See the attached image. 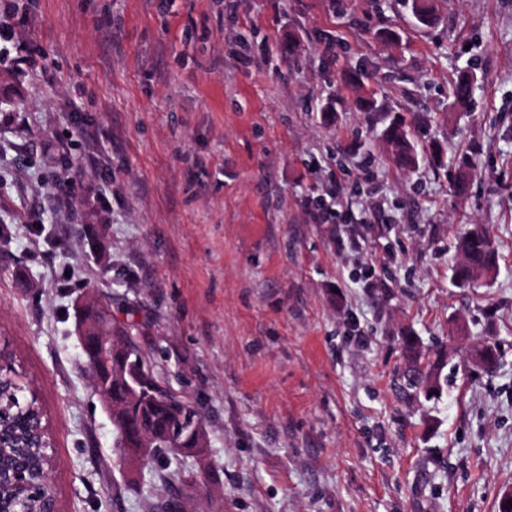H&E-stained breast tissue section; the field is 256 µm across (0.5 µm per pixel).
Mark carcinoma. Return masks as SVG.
I'll list each match as a JSON object with an SVG mask.
<instances>
[{
  "label": "carcinoma",
  "mask_w": 512,
  "mask_h": 512,
  "mask_svg": "<svg viewBox=\"0 0 512 512\" xmlns=\"http://www.w3.org/2000/svg\"><path fill=\"white\" fill-rule=\"evenodd\" d=\"M410 9L418 29L431 26L438 18L434 0H411ZM474 89L470 80L455 86L456 103L469 106ZM390 145L395 164L410 169L418 162V153L408 132L397 121H391L382 132ZM462 260L453 270V279L467 286L475 276L491 272L497 262V252L487 231L475 225L458 238ZM103 325L112 332L114 345L120 347L122 363H113L112 372L133 366L137 374L136 390L116 380L112 381V425L116 434L115 447L125 448L128 438L139 433L146 435L144 458L158 465L161 477L180 482L187 481L184 459L170 452L175 444L188 449L187 455L200 453L206 447V436L194 405L185 397L172 392L166 381L149 365L134 340L131 326L114 319L112 306L103 305ZM474 358L490 369L497 363L494 347L485 344L474 352ZM443 362L419 370L410 379L413 389H424L431 395L441 387ZM26 437L28 447L18 448L20 437ZM50 437L44 422L42 406L36 392L22 379L14 363L8 359L0 363V461L6 466L26 468L36 473L49 472ZM8 499L15 512H40L41 502L36 484L0 488V497Z\"/></svg>",
  "instance_id": "cac0c4a2"
}]
</instances>
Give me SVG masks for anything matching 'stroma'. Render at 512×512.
<instances>
[{
  "mask_svg": "<svg viewBox=\"0 0 512 512\" xmlns=\"http://www.w3.org/2000/svg\"><path fill=\"white\" fill-rule=\"evenodd\" d=\"M4 7L0 352L39 397L59 512H497L512 0H444L425 30L404 0H34L24 23ZM389 115L412 171L381 136ZM472 224L498 266L461 288ZM84 298L132 321L195 404L192 482L119 458L75 334ZM408 336L447 360L434 397L401 390ZM486 341L491 370L471 357ZM383 138L390 145L395 164L403 169H410L418 162V153L408 132L397 121H391L382 132Z\"/></svg>",
  "mask_w": 512,
  "mask_h": 512,
  "instance_id": "obj_1",
  "label": "stroma"
}]
</instances>
